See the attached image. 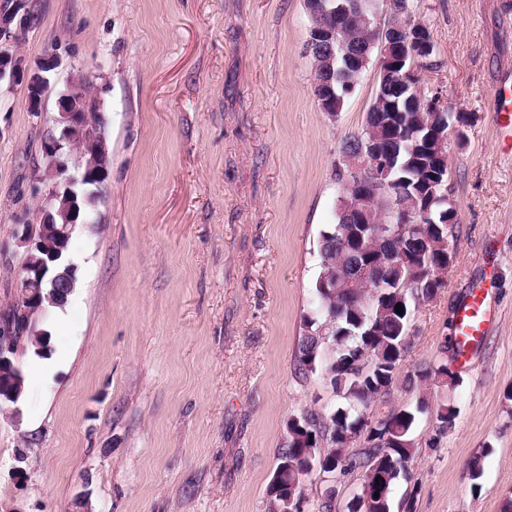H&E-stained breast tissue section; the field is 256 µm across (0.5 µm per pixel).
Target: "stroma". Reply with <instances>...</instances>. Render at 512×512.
I'll return each instance as SVG.
<instances>
[{
    "instance_id": "obj_1",
    "label": "stroma",
    "mask_w": 512,
    "mask_h": 512,
    "mask_svg": "<svg viewBox=\"0 0 512 512\" xmlns=\"http://www.w3.org/2000/svg\"><path fill=\"white\" fill-rule=\"evenodd\" d=\"M16 51L56 50L41 112L0 80V313L20 296L25 251L13 232L36 221L42 140L62 91L88 76L91 117L109 165L68 258L76 285L38 317L52 369L26 377L17 414L0 412V512H268V485L292 418L342 401L294 355L313 311L319 243L336 221L341 147L361 132L378 84L369 63L336 115L322 112L304 51L306 0H28ZM435 66L419 73L468 123L448 140L445 286L418 301L400 377L371 420L415 408L403 377L443 361L471 288L498 314L459 383L429 384L452 402L437 444L418 417L417 453L391 491V512H501L512 499V151L492 92L512 74V0H410ZM28 455L17 477V449ZM479 464L480 477L471 466ZM335 512L360 478L312 473L304 512L327 488Z\"/></svg>"
}]
</instances>
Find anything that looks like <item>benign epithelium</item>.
<instances>
[{
  "label": "benign epithelium",
  "mask_w": 512,
  "mask_h": 512,
  "mask_svg": "<svg viewBox=\"0 0 512 512\" xmlns=\"http://www.w3.org/2000/svg\"><path fill=\"white\" fill-rule=\"evenodd\" d=\"M372 30L373 43L380 44L379 64L390 65L394 57L406 59L413 56L418 60L431 51L432 40L422 37L420 30L389 26L382 28L379 23V10H374ZM31 16L27 10L26 0H8L0 4V79L4 76L25 87L30 111H41L42 102L50 89L47 74L61 65L60 57L55 51L44 55L36 67L32 68L23 56L14 50V44L30 24ZM338 29L320 28L312 33L305 44V52L321 43H338L345 46L339 38ZM78 91L76 79H71L66 90L61 94L60 112L55 118L56 131L47 135L42 142L45 159L44 179L51 182L48 193L42 197L37 211V221L24 225V231L18 237V243L25 249L28 265L23 269L25 287L21 289V299L36 305L35 315L39 316L56 305L52 293L41 295L40 285L49 270L64 267L69 273L65 295L72 294L75 288V267L67 261L65 251L72 226L79 221L76 201V184H85L88 180L103 181L106 173L107 150L101 129L95 126L83 107L74 100ZM82 142L90 162L83 167L80 178L68 174L65 157L67 146L74 141ZM355 170L367 172L372 180L362 185L349 180L346 187L357 197L354 217L361 224L370 223L371 206L374 196L382 189L388 188L390 181L388 160L377 145L360 152L355 161ZM347 282L373 281L380 284L377 267L361 265L354 268L350 275L344 277ZM17 351L7 334L0 335V406L18 402L22 391L19 369L15 366L14 356Z\"/></svg>",
  "instance_id": "1"
}]
</instances>
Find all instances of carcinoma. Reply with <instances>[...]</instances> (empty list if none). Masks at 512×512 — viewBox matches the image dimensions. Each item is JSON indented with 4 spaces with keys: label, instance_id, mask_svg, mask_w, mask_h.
Wrapping results in <instances>:
<instances>
[{
    "label": "carcinoma",
    "instance_id": "1",
    "mask_svg": "<svg viewBox=\"0 0 512 512\" xmlns=\"http://www.w3.org/2000/svg\"><path fill=\"white\" fill-rule=\"evenodd\" d=\"M349 21L348 47L356 54L364 53L370 34L359 23L366 14L368 0H341ZM310 27L328 20L325 10L331 0H306ZM382 5L392 13L394 24L402 23L408 14V0H384ZM359 67L336 61L333 91L343 99L355 88ZM418 73L409 71V62L394 69V74L379 77L378 91L367 112L362 131L343 144L346 159L357 156L374 136L383 150L395 153L391 178L397 180L388 192L398 208L385 206L383 219L411 221L416 210L429 211L430 222L410 224L407 235L386 239L374 238L365 224L346 215L345 194L339 200L337 222L321 235L319 244L320 277L332 283L338 274L349 273L366 259L389 258L382 270V281L399 285L401 293L373 295L376 288L360 283L354 288L315 286L316 315L303 322L295 355L296 370L303 378L320 374L333 392L345 400L346 406L321 415L292 419L288 423V442L279 453V462L288 467L278 472V482L269 486L270 501L295 493L303 497L300 475L309 466L310 449L322 444L326 463L339 473L358 474L361 488L378 502L373 510L365 502L347 512H390V493L408 461L415 453L412 430L416 414L428 409L427 398L417 402L413 411L390 413L380 421L379 435L356 447V438L368 427V404L390 389L396 369L403 358L405 337L410 321L411 302L428 300L444 287L443 274L453 260L448 250L449 225L444 223L448 204V162L436 149L437 121L432 113L420 111L417 96ZM403 306L396 313V305ZM31 314L25 303H16L0 317V328L11 330L15 337L23 335ZM456 386L457 374L446 364L425 370L406 379L415 386L429 379ZM436 437L448 432L456 420L455 407L441 403L436 410Z\"/></svg>",
    "mask_w": 512,
    "mask_h": 512
}]
</instances>
